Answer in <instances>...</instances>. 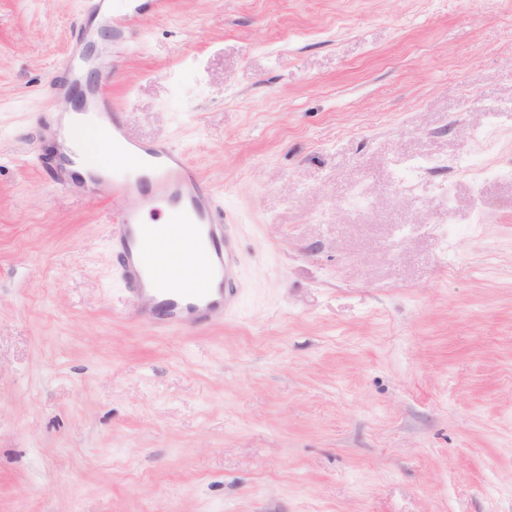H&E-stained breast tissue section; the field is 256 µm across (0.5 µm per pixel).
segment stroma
I'll list each match as a JSON object with an SVG mask.
<instances>
[{"instance_id": "obj_1", "label": "stroma", "mask_w": 512, "mask_h": 512, "mask_svg": "<svg viewBox=\"0 0 512 512\" xmlns=\"http://www.w3.org/2000/svg\"><path fill=\"white\" fill-rule=\"evenodd\" d=\"M94 2L0 0V512H512V179L455 166L489 127L512 168V112L462 104L512 100V0H137L115 57L92 30L81 74L238 238L236 310L190 332L113 269L122 199L44 173ZM402 155L440 170L399 191Z\"/></svg>"}]
</instances>
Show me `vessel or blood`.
Returning a JSON list of instances; mask_svg holds the SVG:
<instances>
[{
    "instance_id": "vessel-or-blood-1",
    "label": "vessel or blood",
    "mask_w": 512,
    "mask_h": 512,
    "mask_svg": "<svg viewBox=\"0 0 512 512\" xmlns=\"http://www.w3.org/2000/svg\"><path fill=\"white\" fill-rule=\"evenodd\" d=\"M100 133L102 151L135 161L138 172L125 178L114 171H94L90 182L75 185L68 167L85 163L83 132ZM70 155L59 157L49 172L62 191L81 187L93 199L120 196L122 209L111 219L110 237L120 256L121 275L143 323L159 329L200 328L235 302L236 234L197 169L183 151L166 142L128 137L124 114L104 86L86 92V106L76 113ZM165 211L170 223L148 224L144 216ZM185 238L198 256L197 284L182 286L175 270L155 259L171 236Z\"/></svg>"
}]
</instances>
